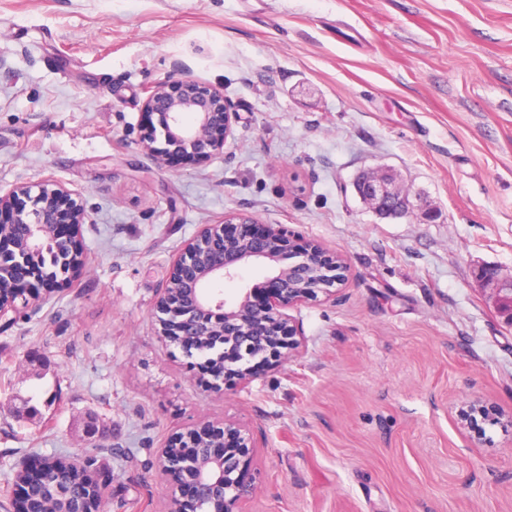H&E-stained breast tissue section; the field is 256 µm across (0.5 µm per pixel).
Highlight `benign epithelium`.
Listing matches in <instances>:
<instances>
[{"mask_svg": "<svg viewBox=\"0 0 512 512\" xmlns=\"http://www.w3.org/2000/svg\"><path fill=\"white\" fill-rule=\"evenodd\" d=\"M143 111L156 117L140 137L142 150L164 165L171 155L187 154L196 163L224 158L237 113L224 90L178 71L151 90ZM359 197L382 218H406V189L383 169H370L356 181ZM86 210L63 184L46 180L21 184L0 194V321L13 323L40 311L61 289L79 279L88 265L81 237ZM248 264L266 268L264 281L229 303L208 282L232 279ZM338 253L305 240L283 224H260L238 214L222 224H204L173 257L156 309L158 336L177 347L186 336L210 342L218 352L200 363L199 380L208 392L249 383L256 372L281 366L300 346L285 309L333 295L346 279ZM480 281L504 320L512 326V276L486 267ZM257 438L245 426L203 422L173 435L159 450L157 469L168 486L167 512H238L252 495L251 463ZM53 461L32 456L16 475L20 512H33L29 491L45 480ZM79 485L60 490L73 498L61 512H103V480L86 463L76 465Z\"/></svg>", "mask_w": 512, "mask_h": 512, "instance_id": "1", "label": "benign epithelium"}]
</instances>
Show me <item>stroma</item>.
<instances>
[{
	"mask_svg": "<svg viewBox=\"0 0 512 512\" xmlns=\"http://www.w3.org/2000/svg\"><path fill=\"white\" fill-rule=\"evenodd\" d=\"M176 66L238 113L223 158L142 151ZM372 168L414 217L362 202ZM46 180L83 201L89 267L0 328V512L36 454L95 457L106 512H166L157 451L203 420L259 442L240 512H512V327L477 277L512 275V0H0V191ZM237 214L347 279L290 309L288 362L208 393L155 301Z\"/></svg>",
	"mask_w": 512,
	"mask_h": 512,
	"instance_id": "1",
	"label": "stroma"
}]
</instances>
